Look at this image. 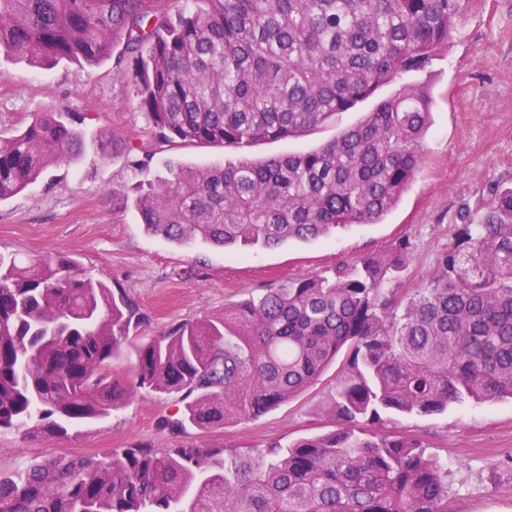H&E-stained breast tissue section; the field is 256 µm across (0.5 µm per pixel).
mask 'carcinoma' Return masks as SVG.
<instances>
[{
	"mask_svg": "<svg viewBox=\"0 0 512 512\" xmlns=\"http://www.w3.org/2000/svg\"><path fill=\"white\" fill-rule=\"evenodd\" d=\"M461 0H0V51L80 68L126 41L137 108L160 143L246 150L326 123L425 70ZM430 95L405 85L317 149L233 164L170 162L137 185L146 229L178 245L271 248L375 224L421 168ZM75 112L0 135V203L79 158ZM402 241L334 279L287 281L219 316L138 341L143 317L72 256L0 255V430L68 436L141 390L182 394L175 434L249 421L344 355L336 428L252 456L137 442L96 464L59 455L0 476V512H447L448 465L395 416L512 400V188L460 228L421 290ZM131 363L129 382L112 363Z\"/></svg>",
	"mask_w": 512,
	"mask_h": 512,
	"instance_id": "carcinoma-1",
	"label": "carcinoma"
}]
</instances>
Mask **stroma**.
Wrapping results in <instances>:
<instances>
[{
  "label": "stroma",
  "instance_id": "1",
  "mask_svg": "<svg viewBox=\"0 0 512 512\" xmlns=\"http://www.w3.org/2000/svg\"><path fill=\"white\" fill-rule=\"evenodd\" d=\"M81 69L61 63L41 69L0 53V134L29 123L48 107L80 113L87 147L76 160L49 169L43 180L0 204V254L24 259L47 252L74 256L97 280L124 291L140 308L138 333L156 336L171 324L222 314L288 280L334 277L356 257L388 250L402 240L415 247L401 286L422 288L437 256L459 229L478 223L494 190L512 187V0H464L447 47L427 70L380 87L373 98L327 123L241 152L208 144L157 143L136 107L134 87L117 76L114 59ZM428 84L432 125L424 163L400 202L376 224L337 229L312 241L272 248L224 250L206 243L182 247L150 234L124 199L141 179L130 162L153 152L152 166L170 161L224 164L308 151L333 139L403 84ZM109 132L119 149L98 154ZM337 366L300 396L248 422L212 429L190 426L173 435L160 426L184 404L179 395L141 393L106 420L68 437L0 433V474L53 455L96 461L109 449L145 441L165 448L181 441L199 448L264 449L334 429L330 410ZM448 462V512H512V403L467 402L439 414L397 421Z\"/></svg>",
  "mask_w": 512,
  "mask_h": 512
}]
</instances>
